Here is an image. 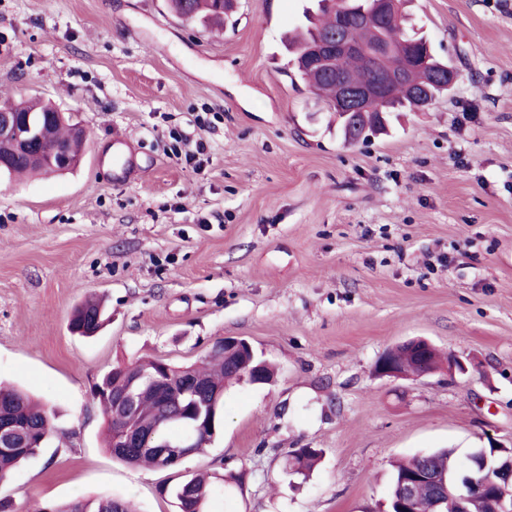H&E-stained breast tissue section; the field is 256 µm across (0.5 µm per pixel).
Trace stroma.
I'll list each match as a JSON object with an SVG mask.
<instances>
[{"mask_svg":"<svg viewBox=\"0 0 512 512\" xmlns=\"http://www.w3.org/2000/svg\"><path fill=\"white\" fill-rule=\"evenodd\" d=\"M308 3L236 0L218 30L165 0H0V98L52 103L86 134L73 170L0 176V382L55 426L0 480L14 512L92 497L178 512L172 488L200 470L210 512H389L393 461L512 448V0H410L458 78L353 145L287 75ZM116 133L142 163L126 185L95 165ZM173 133L204 143L202 169L168 157ZM89 296L108 320L86 339L69 321ZM228 336L276 383L228 388L204 454L114 460L100 377L196 364ZM419 337L471 373L375 375ZM295 448L323 451L308 476L286 469Z\"/></svg>","mask_w":512,"mask_h":512,"instance_id":"1","label":"stroma"}]
</instances>
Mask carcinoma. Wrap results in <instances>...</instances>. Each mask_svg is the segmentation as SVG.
<instances>
[{
    "label": "carcinoma",
    "instance_id": "obj_1",
    "mask_svg": "<svg viewBox=\"0 0 512 512\" xmlns=\"http://www.w3.org/2000/svg\"><path fill=\"white\" fill-rule=\"evenodd\" d=\"M348 12L358 22L352 30V37L361 49L344 55L330 68L319 63L316 51L328 41L336 29V9L331 0H318V12L307 13L308 25L288 37V54L291 56L292 72L290 79L300 80L311 88L323 101L328 110L336 113L339 131L343 141L353 144L366 137L368 132H377L385 127L387 114L399 108L418 109L423 100H435L450 89L448 75L455 74L448 62L437 57L424 36L408 32L404 27L405 0H395L388 14L383 18L373 16L372 0H345ZM173 12L182 20L208 18L224 21L233 6V0H170ZM377 43H385L391 52L375 61L369 56V49ZM411 48L417 64L403 78L394 82L387 101L377 104L367 112L346 116L338 108L342 90V80L355 85H373L380 76L404 69L405 61L401 54L404 48ZM35 127L50 126L53 137L65 143L70 154L80 159L84 138L82 130L52 105L35 102L18 104ZM52 168L42 162H31L26 158L13 159L10 166L0 173L10 177L30 172H50ZM103 324V311L100 303L87 300L73 313L70 321L72 332L89 337ZM263 362L267 379L274 378V371L268 362L258 354L251 355L240 350L224 356V346L213 347L212 352L200 365L176 367L164 364L162 360H152L146 364L140 361L122 363L106 373L94 386L93 394L104 407L106 448L112 458L131 466L149 468H172L179 463V449H169L166 456L159 458L145 448H116L113 446L112 428L117 424L112 417V395H121L130 389L135 379L144 386L135 390L137 404L134 414L146 426L163 423L173 440L185 434L183 422L188 403L182 379L190 378L207 392L224 393L228 381L239 380L249 361ZM202 412L200 419L207 417L218 424L224 401L202 397L199 400ZM0 426L12 431L14 442L8 447H0V477H6L20 463L37 455L55 432L50 415L44 406L32 396L16 387L0 386ZM512 454V448H479L469 458L468 475L475 481H482L499 465L502 458ZM318 448H295L288 454V469L301 475L311 469L321 458ZM453 450L443 448L430 454L413 456L394 465L393 482L390 491L391 512H396V504L403 497L407 480L416 473H428L438 477L457 472ZM214 487L203 474L184 476L173 489L178 512H207ZM31 512H132L129 503L109 498L82 499L57 505L52 508L32 506ZM414 512H460L457 502L446 499L437 504L435 494L429 484L420 483L415 492Z\"/></svg>",
    "mask_w": 512,
    "mask_h": 512
}]
</instances>
